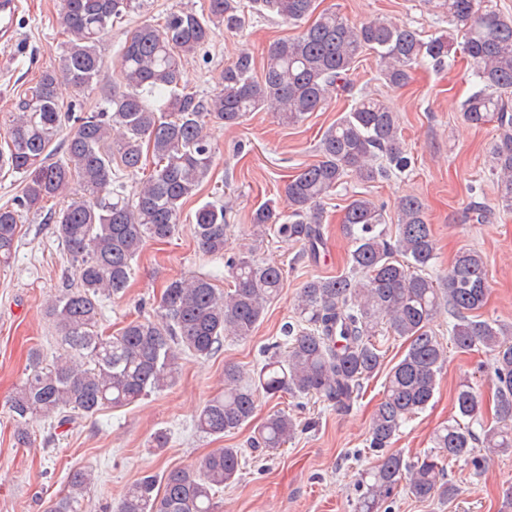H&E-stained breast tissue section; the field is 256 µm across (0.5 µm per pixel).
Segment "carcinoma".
Returning <instances> with one entry per match:
<instances>
[{"mask_svg":"<svg viewBox=\"0 0 512 512\" xmlns=\"http://www.w3.org/2000/svg\"><path fill=\"white\" fill-rule=\"evenodd\" d=\"M314 4L206 0L199 13L175 10L159 27L139 26L121 48L117 81L102 110L78 117L64 139L63 157L55 160L56 142L69 120L61 110L62 88L79 94L92 86L104 66L103 38L136 8V0H59L65 49L58 65L41 72L9 115L6 148L0 149V171L21 175L23 183L22 195L0 207V265L15 256L22 212L40 211L66 196L68 203L50 209L48 220L79 282L46 302L61 350L48 363L38 350L29 353L26 378L9 400L17 444L31 443L27 423L34 416L61 426L174 386L182 355L207 359L224 339L248 338L279 295L281 267L248 252L225 263L233 289L224 292L203 277L175 278L165 286L156 316L131 320L116 336L101 331L103 299L125 295L132 263L146 243L173 237L184 202L209 178L216 157L207 131L211 123L233 127L249 113L265 111L296 125L321 109L333 90L353 97L351 108L320 139L319 160L288 182V212L266 202L252 215L254 231L276 224L280 235L302 243L314 256L321 243L323 199L350 179L373 183L411 165L397 113L376 97L354 94L348 82L359 58L372 52L379 78L401 87L416 68L441 70L461 52L480 85L465 100L462 116L476 128L497 124L490 171L498 210L512 213V110L503 97L512 90V18L483 8L482 0H439L448 29L427 41L405 24L378 17L349 24L325 11L297 36L273 43L261 77L255 76L250 53L242 52L224 67L221 88L211 96L182 83V60L204 49L214 29H243L245 10L269 11L296 24ZM146 152L154 167L129 197L125 179L144 170ZM224 209L210 202L195 212L194 236L205 254L224 253ZM396 212L391 233L384 207L372 199L354 198L345 206L342 223L352 242L349 272L307 280L295 300L296 319L283 328L277 351L265 355L247 380L236 366L224 367V391L195 417L199 432L221 436L253 417L260 394H315L348 408L363 380L382 364L379 328L405 339V354L388 373L370 421L366 442L377 463L360 476L355 512H387L402 488L421 501H450L458 488L444 478L440 457L480 475L485 457L477 447L489 454L512 453V332L478 314L489 294L484 256L472 249L460 252L437 281L427 274L436 246L423 202L405 195ZM444 302L453 345L489 357L495 419L485 421L480 393L469 383L460 385L454 415L433 433V450L410 462L392 444L434 396L447 347L432 322ZM296 430V419L278 411L266 418L252 445L280 448ZM242 460L237 448H217L194 465L146 476L127 488L116 512H215V494L236 481ZM92 480L88 469L69 472L65 492L49 512H78Z\"/></svg>","mask_w":512,"mask_h":512,"instance_id":"cac0c4a2","label":"carcinoma"}]
</instances>
